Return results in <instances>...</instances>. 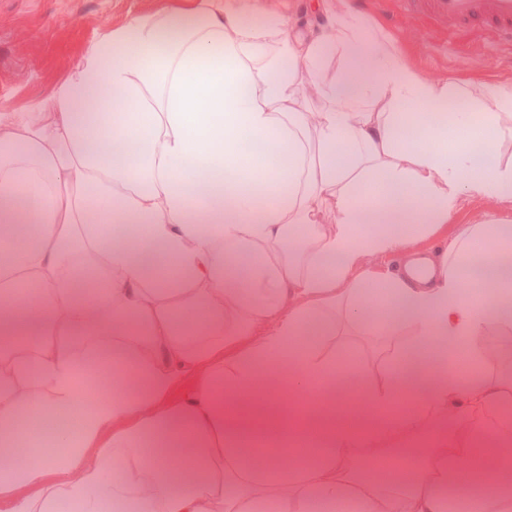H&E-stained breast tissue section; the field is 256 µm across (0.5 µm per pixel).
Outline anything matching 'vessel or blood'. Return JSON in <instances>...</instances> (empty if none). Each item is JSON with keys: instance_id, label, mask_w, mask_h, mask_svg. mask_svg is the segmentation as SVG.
I'll return each instance as SVG.
<instances>
[{"instance_id": "obj_1", "label": "vessel or blood", "mask_w": 512, "mask_h": 512, "mask_svg": "<svg viewBox=\"0 0 512 512\" xmlns=\"http://www.w3.org/2000/svg\"><path fill=\"white\" fill-rule=\"evenodd\" d=\"M431 13L445 16L448 30L478 29L512 40V0H426Z\"/></svg>"}]
</instances>
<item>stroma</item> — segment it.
Here are the masks:
<instances>
[{
  "label": "stroma",
  "instance_id": "35a3bbf8",
  "mask_svg": "<svg viewBox=\"0 0 512 512\" xmlns=\"http://www.w3.org/2000/svg\"><path fill=\"white\" fill-rule=\"evenodd\" d=\"M242 18L264 24L272 13L288 15L294 33L314 39L324 32V18L314 0H240ZM352 13L394 40L404 61L425 80L452 83L472 93L495 83L512 84V46L482 32H449L443 18L428 14L419 0L397 8L395 0H345ZM191 0H0V113L24 112L48 97L54 86L83 56L87 46L141 13L188 9ZM512 224V202H496L461 195L448 220L415 234L408 241L411 254L435 255L469 228L488 221ZM391 327L396 342L413 343L415 328L391 326L384 310H376L367 326L340 327L327 346L337 359H351L358 370L372 367L379 332ZM442 440L434 436L399 433L389 446L366 457L369 476L398 478L416 468L433 472L447 466L437 455Z\"/></svg>",
  "mask_w": 512,
  "mask_h": 512
}]
</instances>
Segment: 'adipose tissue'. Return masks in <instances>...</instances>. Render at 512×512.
I'll list each match as a JSON object with an SVG mask.
<instances>
[{"mask_svg": "<svg viewBox=\"0 0 512 512\" xmlns=\"http://www.w3.org/2000/svg\"><path fill=\"white\" fill-rule=\"evenodd\" d=\"M324 16L309 41L234 0L138 15L0 113L5 512H446L444 486L512 439L504 416L475 447L468 422L512 399L511 374L479 371L512 354V225L474 226L421 273L362 267L460 195L512 200V165L474 163L512 139V85L425 81L361 16ZM336 51L349 69L328 81ZM377 307L415 343L382 339L385 366L347 378L323 346ZM405 395L419 409L392 412ZM400 429L447 434V484L364 476L356 449Z\"/></svg>", "mask_w": 512, "mask_h": 512, "instance_id": "1", "label": "adipose tissue"}]
</instances>
